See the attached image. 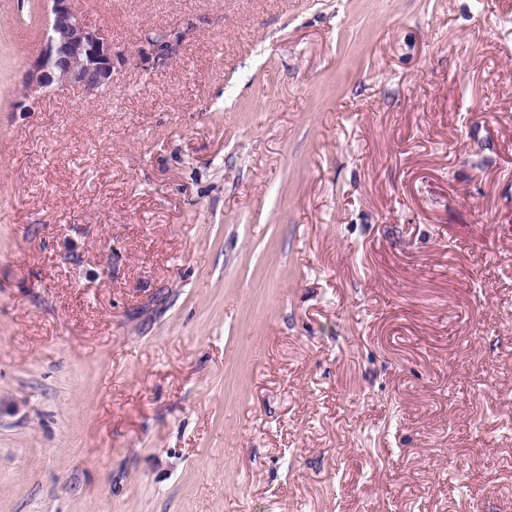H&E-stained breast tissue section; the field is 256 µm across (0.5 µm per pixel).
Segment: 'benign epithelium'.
Segmentation results:
<instances>
[{
	"label": "benign epithelium",
	"mask_w": 512,
	"mask_h": 512,
	"mask_svg": "<svg viewBox=\"0 0 512 512\" xmlns=\"http://www.w3.org/2000/svg\"><path fill=\"white\" fill-rule=\"evenodd\" d=\"M184 33L159 32L142 42L139 53L151 68L167 66L182 49ZM115 75L112 41L89 25L76 0H49L47 21L37 50L22 76L17 112H32L57 87L96 96L112 87Z\"/></svg>",
	"instance_id": "benign-epithelium-1"
}]
</instances>
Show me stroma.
<instances>
[{
  "label": "stroma",
  "instance_id": "obj_1",
  "mask_svg": "<svg viewBox=\"0 0 512 512\" xmlns=\"http://www.w3.org/2000/svg\"><path fill=\"white\" fill-rule=\"evenodd\" d=\"M77 5L17 112L0 0V512H512V0ZM47 21L37 50L22 76L17 112H32L42 97L57 87L96 96L112 87L115 75L112 41L89 25L75 0H50ZM183 40L184 32L161 31L155 37L146 38L139 53L152 69L165 67L180 54Z\"/></svg>",
  "mask_w": 512,
  "mask_h": 512
}]
</instances>
